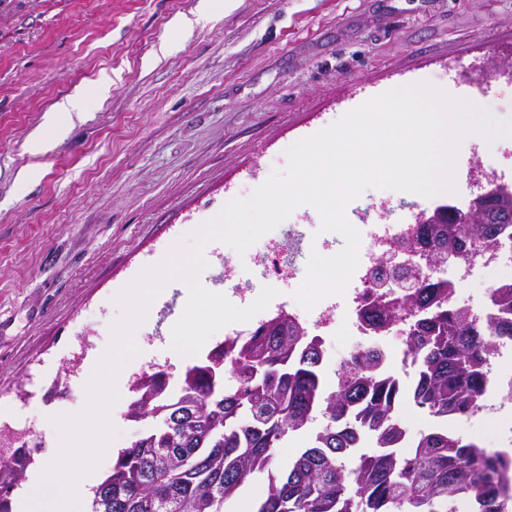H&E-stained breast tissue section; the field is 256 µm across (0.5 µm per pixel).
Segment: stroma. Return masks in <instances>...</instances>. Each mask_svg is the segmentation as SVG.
<instances>
[{"mask_svg": "<svg viewBox=\"0 0 512 512\" xmlns=\"http://www.w3.org/2000/svg\"><path fill=\"white\" fill-rule=\"evenodd\" d=\"M511 54L512 0H0V406L36 460L53 417L85 406L116 297L149 264L284 170L295 142L391 88L434 82L512 121V79L496 71ZM103 78L106 98L56 134L57 103ZM480 158L512 181V135L460 141L456 192L475 196ZM263 248L214 245L202 285L250 306L221 274ZM182 296L158 301L131 377L193 363L159 341Z\"/></svg>", "mask_w": 512, "mask_h": 512, "instance_id": "stroma-1", "label": "stroma"}]
</instances>
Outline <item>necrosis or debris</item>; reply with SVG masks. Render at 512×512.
Wrapping results in <instances>:
<instances>
[{
	"mask_svg": "<svg viewBox=\"0 0 512 512\" xmlns=\"http://www.w3.org/2000/svg\"><path fill=\"white\" fill-rule=\"evenodd\" d=\"M379 207L386 212L385 223L359 222L361 234L359 263L344 295L324 297L311 309L289 307L288 315L304 330L307 337L328 338L335 329L359 336L361 346L388 354L390 348L402 342L407 322H398L380 333H372L363 313L399 293L394 284L396 265L412 267L421 280L446 282L454 293H461L464 282L478 275L489 287L512 281V227L500 235L497 243L482 248L477 257L466 264H433L418 241L419 221L425 210L399 199L384 198ZM489 382L476 407L467 415L470 423L490 429L494 441L512 445V397L503 388L512 384V338L497 340L485 366Z\"/></svg>",
	"mask_w": 512,
	"mask_h": 512,
	"instance_id": "1",
	"label": "necrosis or debris"
}]
</instances>
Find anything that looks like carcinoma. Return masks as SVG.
I'll return each instance as SVG.
<instances>
[{"label": "carcinoma", "mask_w": 512, "mask_h": 512, "mask_svg": "<svg viewBox=\"0 0 512 512\" xmlns=\"http://www.w3.org/2000/svg\"><path fill=\"white\" fill-rule=\"evenodd\" d=\"M459 209L440 206L423 230L431 260L449 250L472 255L512 225L503 189ZM452 285L422 281L408 295L367 313L376 329L411 318L403 362L410 383L360 351L335 388L322 382L320 342L286 314L259 324L233 358L224 345L186 367L174 391L153 373L132 389L127 416L150 421L118 451L93 489L90 512H224V502L254 475L268 489L255 512H509L504 475L512 455L483 450L448 429L482 394L493 337L512 338V283L492 291L501 310L481 322L451 301ZM438 422L405 444L404 400ZM311 445L282 474L270 472L276 448L316 419ZM34 463L32 451L0 460V512Z\"/></svg>", "instance_id": "obj_1"}]
</instances>
